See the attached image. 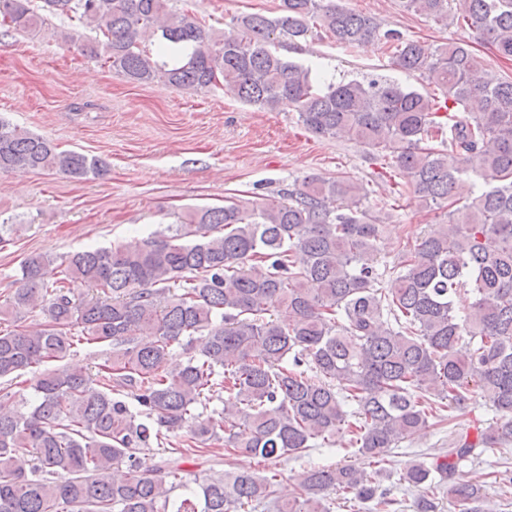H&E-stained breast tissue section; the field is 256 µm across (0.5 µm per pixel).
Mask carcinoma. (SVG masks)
<instances>
[{
    "label": "carcinoma",
    "mask_w": 512,
    "mask_h": 512,
    "mask_svg": "<svg viewBox=\"0 0 512 512\" xmlns=\"http://www.w3.org/2000/svg\"><path fill=\"white\" fill-rule=\"evenodd\" d=\"M400 3L455 19L512 60V0H461L452 15L448 0ZM55 16L73 22L62 36L83 55L131 83L220 88L376 150L448 223L420 237L386 288L383 225L362 208L365 188L343 176L307 177L261 204L196 208L139 247L79 251L59 269L29 256L0 303V382L30 373L35 393L29 402L0 389V512H331L338 491L389 512L374 475L353 465L306 467L284 495L275 473L211 479L179 459L222 438L274 461L343 427L359 454L382 459L444 422L442 401H462L472 385L497 424L408 463L401 480L419 492L417 512H435L439 491L485 512V485L454 475L477 449L512 442V77L489 83L467 44L405 39L341 0H280L278 16L222 29L180 0H0V22L14 29L40 31ZM314 35L348 47L379 40L443 97L377 79L321 85L282 54ZM16 170L80 180L108 166L0 117V172ZM75 281L94 296L75 297ZM463 289L473 302L461 311ZM34 312L43 321L30 327ZM84 343L112 348L95 372L69 363ZM178 349L186 361L174 360ZM215 400L216 418L204 414ZM182 436L171 449L180 458L143 456Z\"/></svg>",
    "instance_id": "carcinoma-1"
}]
</instances>
